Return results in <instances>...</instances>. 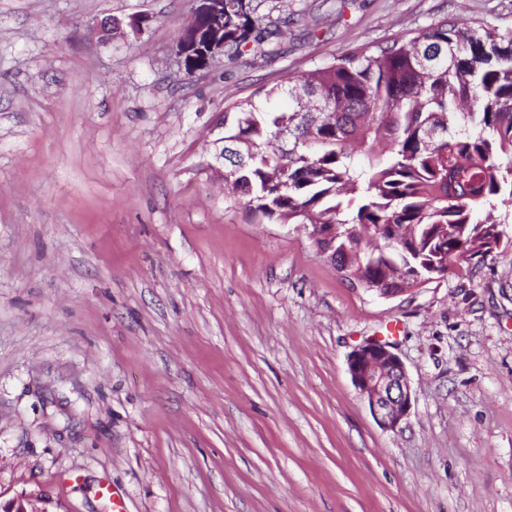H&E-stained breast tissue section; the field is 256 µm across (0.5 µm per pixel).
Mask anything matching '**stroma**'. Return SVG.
Here are the masks:
<instances>
[{"mask_svg": "<svg viewBox=\"0 0 512 512\" xmlns=\"http://www.w3.org/2000/svg\"><path fill=\"white\" fill-rule=\"evenodd\" d=\"M254 2L280 35L189 72L192 0H0V503L512 512V211L479 265L378 299L211 168L228 104L446 17L512 29V0ZM370 338L414 393L394 431L347 370Z\"/></svg>", "mask_w": 512, "mask_h": 512, "instance_id": "stroma-1", "label": "stroma"}]
</instances>
